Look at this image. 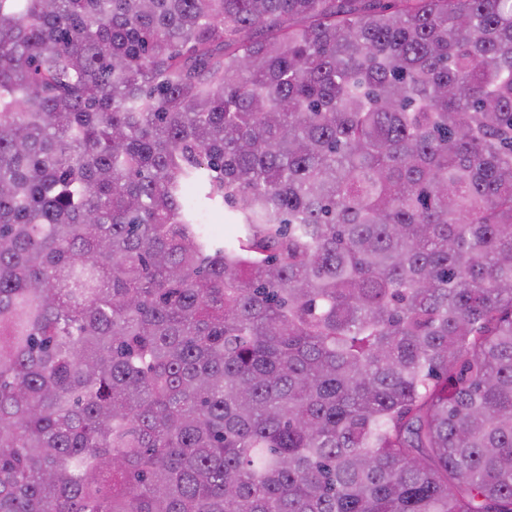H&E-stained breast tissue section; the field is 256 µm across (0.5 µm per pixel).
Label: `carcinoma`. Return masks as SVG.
Masks as SVG:
<instances>
[{
    "instance_id": "carcinoma-1",
    "label": "carcinoma",
    "mask_w": 512,
    "mask_h": 512,
    "mask_svg": "<svg viewBox=\"0 0 512 512\" xmlns=\"http://www.w3.org/2000/svg\"><path fill=\"white\" fill-rule=\"evenodd\" d=\"M0 512H512V0H0Z\"/></svg>"
}]
</instances>
